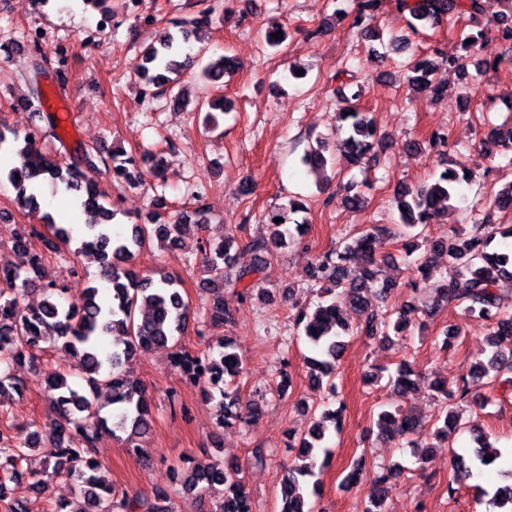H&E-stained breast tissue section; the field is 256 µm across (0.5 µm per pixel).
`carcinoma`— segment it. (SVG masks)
<instances>
[{
    "label": "carcinoma",
    "mask_w": 512,
    "mask_h": 512,
    "mask_svg": "<svg viewBox=\"0 0 512 512\" xmlns=\"http://www.w3.org/2000/svg\"><path fill=\"white\" fill-rule=\"evenodd\" d=\"M490 0H398V9L408 14L407 25L413 32L421 26H434L443 20H466L470 26L478 25L487 16ZM502 9L492 15L491 26L507 43L499 58L475 60L477 46L487 34L480 28L465 36L461 54L445 58L421 56L413 59L406 72L409 86L417 93H438L431 76L439 64L448 66L459 76H469L472 65L478 75L496 71L504 64H512V0H498ZM379 0H359V11L354 24L370 41H383V32L373 24ZM213 10L205 9L188 22L172 23L149 44L134 64V73L142 83V94L155 97L168 94L170 104L179 107L183 90L178 88L181 75L194 68L203 52L191 54L189 43L193 30L211 24ZM471 43H466V40ZM65 58L50 64L40 54L32 59L35 72L54 73L59 87L66 83ZM237 67L229 55L208 57L200 68V77L211 87L224 89V77ZM361 96L357 89L342 96L345 106L336 113V128L346 130L343 139L344 156L353 165L377 162L386 151L387 138L377 132L366 112L355 101ZM233 101L219 95L197 104L196 111L204 113L205 125L218 126L217 113L227 114ZM487 140L496 147L512 144V127H493ZM18 150L21 165L6 175L15 196L13 203L19 209L39 206L32 184L47 180L60 185L70 193L83 213L89 218L83 224L79 247L75 253L96 255L100 280L111 285L112 299L100 295V288L92 285L72 270L75 288L58 283L48 274L49 258L63 255V249L74 239L73 228L58 224L46 214L43 216L48 235L42 236L44 250L31 247L30 233L16 232L12 246L20 264L0 271V410L21 399L27 381L15 373V366L25 360L34 361L41 352L60 347L76 359L81 371L82 387L72 385L68 375L57 369H44L40 376L51 394L50 406L54 412L49 423L27 433L17 440L10 432L0 430V512H29L21 500H10L12 489H38L55 477L72 481L75 498L58 501L52 512H174L167 488L155 486L147 493L133 496L118 491L104 475L96 457L97 433L89 431L83 423V413L101 412L112 407L109 415L99 419V427L112 435L125 434L123 441L129 452L140 454L137 441L153 428L154 418L145 388L133 378L132 361L141 348L163 350L171 366L200 388L201 397L213 404L217 427L241 421L255 413L257 404L242 406L235 380L242 369V361L232 340L213 336L208 348L192 351L182 343L188 329L190 303L181 291V281L174 275L159 271L157 275H143L135 269L142 252L158 243L163 248H186L181 224L188 212L176 218L163 219L158 214L150 224H127L112 196L101 189L98 182L88 176L87 169L100 163L112 173V181L129 188L140 186L147 176L158 178L163 171L162 159L156 154L141 156L146 171L132 174L129 166L136 159L124 152L108 156H94L93 149L84 147L61 163L53 155L37 148V134H19L0 120V150ZM328 138L318 137L315 145L301 158L310 173H319L332 163L327 156ZM469 169L455 160H449L431 183L418 186L399 185L393 192V203L401 224L410 241L404 244L406 257L411 259L421 280L428 279L424 255L419 253L425 245L432 250L448 252L449 275L431 288V303L424 314L436 307H458L462 315L478 319L488 329L489 352L486 359L470 365L468 375L497 382L501 378L512 382V251H491L489 246L496 237L512 238V224H493L490 214L475 210L474 234L457 242L449 237L429 239L424 234L427 224L451 206L457 185L468 180ZM365 197L348 187L341 204L357 210L365 206ZM492 206L501 213L512 211V179L492 195ZM281 222H275V219ZM280 209H271L262 215L271 233L247 243L255 253H271L304 235L307 221L290 226ZM382 229L370 227L358 232L343 250L332 251L319 257L311 271V278L319 285L322 301L312 308H301L295 315L297 326L303 327L304 336L314 352L309 358L310 377L321 383L327 381L335 388L333 379L336 363L340 360L348 339L354 336H381L389 338L388 329L401 334L418 313L414 304L397 311V317L388 321L375 309L374 298L386 295L391 285L375 287L376 273L382 259L374 251V241ZM238 240L230 235L213 242L202 238L195 251L203 256L202 279L208 303L206 322L211 330L224 327L230 318V307L224 299V272L234 269V251ZM263 265L257 263L235 269L234 282L240 286L239 299L245 300L259 287ZM32 291L40 292L44 300L35 308H28L23 300ZM420 375L402 360L388 377L394 397L403 400L416 390ZM434 391L446 400L467 397L466 385L451 389L447 384H433ZM343 408L322 411L298 445H289L294 462L288 467L280 487V512H312L310 497L319 493L318 485H308L314 476L317 462H327L328 448H320L330 427H338ZM376 427L381 437L402 440L409 436L413 448H425L418 439L422 424L415 414L399 405H391L377 415ZM460 428L459 415L445 412L443 425L435 427L432 435L447 439ZM55 443L57 453L44 460L38 470L29 467L31 451L39 446L42 437ZM477 447L468 455L453 453L451 469L455 475L470 476L472 469H481L501 457L500 451L477 435ZM397 469L385 468L377 477L369 494L366 512H385L384 505L392 492V478ZM181 485L209 496L210 512H251L241 470L233 463L215 461L181 473ZM492 512H512V483L503 484L493 491H482Z\"/></svg>",
    "instance_id": "obj_1"
}]
</instances>
